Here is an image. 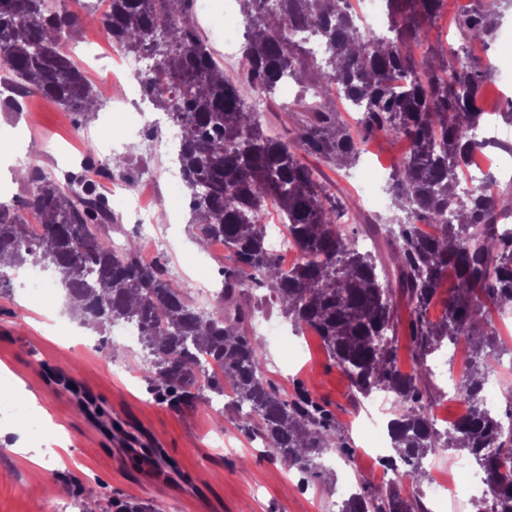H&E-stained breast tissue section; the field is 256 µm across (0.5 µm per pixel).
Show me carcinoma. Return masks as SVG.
Returning <instances> with one entry per match:
<instances>
[{
	"label": "carcinoma",
	"instance_id": "cac0c4a2",
	"mask_svg": "<svg viewBox=\"0 0 512 512\" xmlns=\"http://www.w3.org/2000/svg\"><path fill=\"white\" fill-rule=\"evenodd\" d=\"M249 33L243 50L244 80L224 68L190 21L192 0H110L104 21L112 41L133 56L155 60L149 79L152 103L170 113L184 133L182 181L190 191L192 225L206 241L230 252L214 310L189 304L159 264L142 260L135 240L119 249L101 237L112 214L78 174L66 182L30 174L24 208L39 223L0 203V288L8 270L31 263L60 275L65 305L101 332L116 323L140 327L147 352L149 391L187 404L230 392L240 426L269 455L304 477L318 475L320 458L350 454L349 436L304 383L289 394L265 375L260 342L248 330L251 311L244 291L280 307L295 329L312 330L329 358L344 371L355 397L390 390L388 421L393 459L405 476L375 484L359 479L341 512H426L421 496L402 494L404 479L424 475L423 460L439 449L469 456L483 472L490 494L475 500L478 512H512V429L483 405L481 392L491 360L505 354L493 331L482 329L488 306L512 309V209L484 186L463 195L458 176L475 149L470 132L485 120L482 93L489 64L473 55L495 39L502 11L512 0H476L455 26L461 44L418 59L443 0H387L390 37L370 33L349 0H241ZM77 27L64 7L48 0H0V56L6 86H35L82 113L97 92L59 49ZM314 36L328 44L316 58L306 47ZM294 82V105L304 112L294 136L273 137L248 93H276ZM357 112L345 123L338 105ZM408 141L392 170L389 191L402 213L397 223L370 224L372 235H391L390 272L358 246L344 225L349 208L320 183L299 153L334 167L353 164L364 135ZM277 208L298 248L288 270L267 249L260 215ZM435 225L423 231L416 221ZM453 285L447 293V278ZM442 301L443 317L429 310ZM410 308L408 333L413 369L397 367L398 307ZM465 342L474 354L456 394L475 402L472 413L440 432L431 420L435 404L428 358ZM216 371L205 373L201 358Z\"/></svg>",
	"mask_w": 512,
	"mask_h": 512
}]
</instances>
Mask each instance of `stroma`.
<instances>
[{
	"label": "stroma",
	"mask_w": 512,
	"mask_h": 512,
	"mask_svg": "<svg viewBox=\"0 0 512 512\" xmlns=\"http://www.w3.org/2000/svg\"><path fill=\"white\" fill-rule=\"evenodd\" d=\"M195 26L210 41L225 76H240V56L225 54L216 40L224 31V0H215L213 11L197 17ZM497 36L490 52L501 55L504 66L485 79L482 103L492 112L505 108L500 80L512 81V52L500 44L512 36V12ZM65 51L90 79L124 66L123 58L107 54L82 29L67 34ZM20 103L26 112L21 120L0 104V140L13 146L9 163L36 165L60 179L85 170L97 140L110 132L116 154L130 157L132 172L120 185L92 178L115 218L105 236L112 241L136 236L129 198L138 194L150 212L151 236L140 242L143 259H156L152 239L163 238L168 251L160 261L168 278L195 306H205L208 298L195 281L198 261L206 259L218 271L227 264V253L221 247L194 250L192 228L159 213L160 201L170 192L168 159L152 141L131 135L157 119V108L145 101L140 111L113 116L102 99L89 117L34 88L25 89ZM20 304L18 290H0V374L11 372L37 388L38 404L49 416L46 428L63 429L66 447L46 453L44 443L29 439L22 421L0 412V512H57L63 499L71 503V512H85L90 500L97 512H150L154 507L160 512H332L336 455H325L324 474L299 480L286 463L262 454L230 411L204 402L174 408L157 400L142 373L141 349H122L127 369L113 372L96 340L71 349L47 332L38 312L22 314ZM285 340L304 344L305 354L279 386L290 392L295 382H303L314 398L327 403L352 441H359L358 424L368 402L352 404L348 376L330 364L317 336L289 333ZM219 426L224 445L216 448L211 437ZM18 444L23 453L15 452Z\"/></svg>",
	"instance_id": "35a3bbf8"
}]
</instances>
